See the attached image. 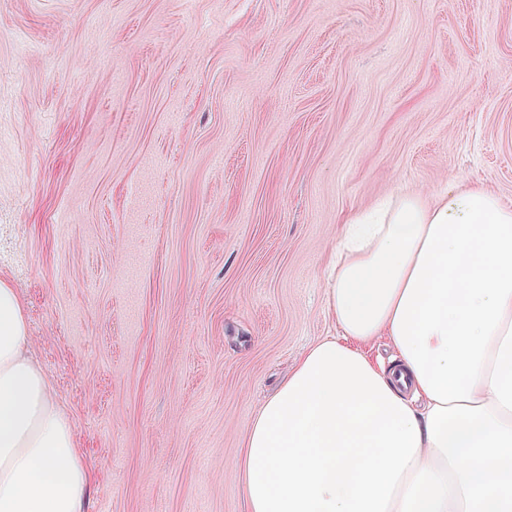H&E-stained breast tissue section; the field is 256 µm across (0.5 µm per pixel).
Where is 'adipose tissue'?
Returning <instances> with one entry per match:
<instances>
[{
	"mask_svg": "<svg viewBox=\"0 0 512 512\" xmlns=\"http://www.w3.org/2000/svg\"><path fill=\"white\" fill-rule=\"evenodd\" d=\"M340 329L258 407L243 512H512V205L479 187L348 217L325 269ZM385 339L390 363L365 346ZM0 279V512H87L91 472Z\"/></svg>",
	"mask_w": 512,
	"mask_h": 512,
	"instance_id": "obj_1",
	"label": "adipose tissue"
}]
</instances>
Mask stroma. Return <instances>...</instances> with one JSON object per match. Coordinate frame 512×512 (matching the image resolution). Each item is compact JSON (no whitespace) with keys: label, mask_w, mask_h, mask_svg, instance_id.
I'll list each match as a JSON object with an SVG mask.
<instances>
[{"label":"stroma","mask_w":512,"mask_h":512,"mask_svg":"<svg viewBox=\"0 0 512 512\" xmlns=\"http://www.w3.org/2000/svg\"><path fill=\"white\" fill-rule=\"evenodd\" d=\"M512 202V0H0V278L88 512H242L345 215Z\"/></svg>","instance_id":"35a3bbf8"}]
</instances>
